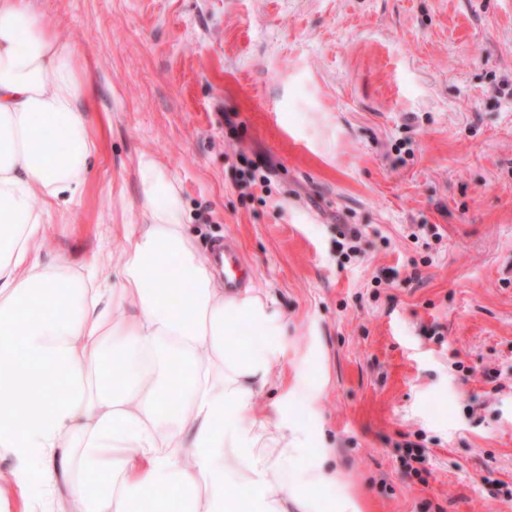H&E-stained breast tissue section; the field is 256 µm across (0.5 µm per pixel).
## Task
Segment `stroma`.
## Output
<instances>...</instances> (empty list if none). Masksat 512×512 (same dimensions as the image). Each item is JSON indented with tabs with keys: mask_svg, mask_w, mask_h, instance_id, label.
Wrapping results in <instances>:
<instances>
[{
	"mask_svg": "<svg viewBox=\"0 0 512 512\" xmlns=\"http://www.w3.org/2000/svg\"><path fill=\"white\" fill-rule=\"evenodd\" d=\"M33 5L112 117L43 261L111 269L152 154L199 248L232 239L287 319L256 414L313 374L296 419L357 512H512V0Z\"/></svg>",
	"mask_w": 512,
	"mask_h": 512,
	"instance_id": "stroma-1",
	"label": "stroma"
}]
</instances>
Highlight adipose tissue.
<instances>
[{
	"instance_id": "obj_1",
	"label": "adipose tissue",
	"mask_w": 512,
	"mask_h": 512,
	"mask_svg": "<svg viewBox=\"0 0 512 512\" xmlns=\"http://www.w3.org/2000/svg\"><path fill=\"white\" fill-rule=\"evenodd\" d=\"M93 96L32 0H0V457L23 512H357L292 414L317 402L312 376L254 413L287 356L285 316L266 292H224L153 156L111 287L67 255L42 262L46 216L83 192L100 148Z\"/></svg>"
}]
</instances>
